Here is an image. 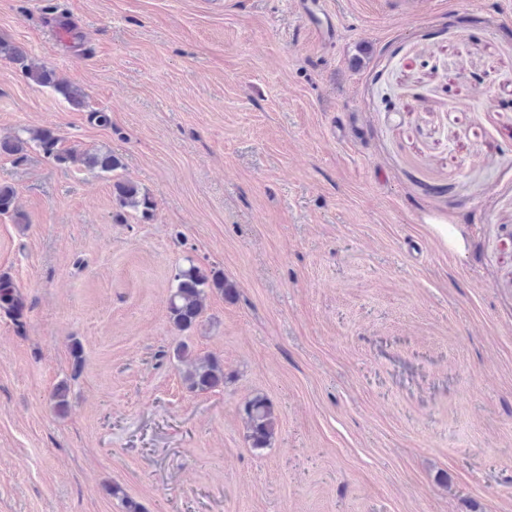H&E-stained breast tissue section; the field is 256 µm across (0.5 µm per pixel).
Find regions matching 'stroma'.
<instances>
[{
	"label": "stroma",
	"instance_id": "1",
	"mask_svg": "<svg viewBox=\"0 0 512 512\" xmlns=\"http://www.w3.org/2000/svg\"><path fill=\"white\" fill-rule=\"evenodd\" d=\"M302 3L0 0V40L85 93L0 58V139L123 163L0 156V274L27 303L0 313V512H125L109 484L146 512H512V0H323L328 42ZM118 180L151 220L114 221ZM189 258L237 295L180 333ZM181 341L223 386L187 389ZM257 393L264 450L238 413ZM304 13L310 29L319 40L330 41L339 37L340 27L336 25L332 16L326 10L321 12V15L309 14L305 9ZM0 57L8 58L21 65L26 77L34 84L39 86H52L74 106H80L82 104L84 93L80 88L58 82L55 78V74L45 67L36 69L25 64L26 55L19 46L7 42H0ZM26 138L16 135L10 139L0 140V155L12 157L13 161L21 162L25 158L24 151L30 142L37 147L48 158L59 164L82 162L92 170H99L103 173L114 172L121 167V161L111 153H84L78 154L73 149H63L61 139L51 128L24 129ZM113 197L116 208V220H122L127 209L139 213L143 220H150L153 216L155 202L153 197L143 191L138 185L118 180L113 183ZM239 414L246 426V440L256 450L269 448L278 432V415L272 402L261 393L241 402Z\"/></svg>",
	"mask_w": 512,
	"mask_h": 512
}]
</instances>
